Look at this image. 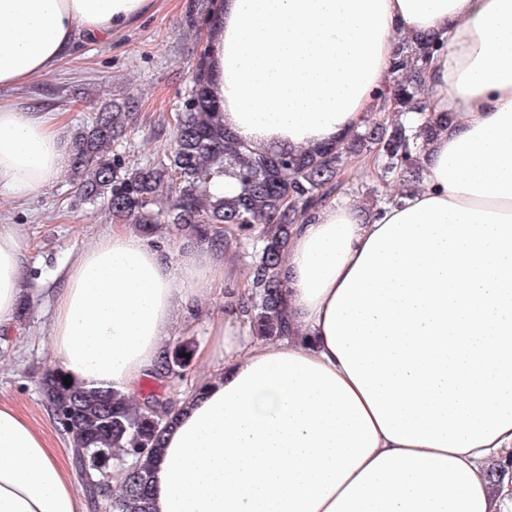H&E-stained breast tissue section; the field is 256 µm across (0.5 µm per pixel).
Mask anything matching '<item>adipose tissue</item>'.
<instances>
[{
	"instance_id": "adipose-tissue-1",
	"label": "adipose tissue",
	"mask_w": 512,
	"mask_h": 512,
	"mask_svg": "<svg viewBox=\"0 0 512 512\" xmlns=\"http://www.w3.org/2000/svg\"><path fill=\"white\" fill-rule=\"evenodd\" d=\"M158 0H0V194L38 195L67 159L63 113L24 100L87 41ZM211 94L258 147H323L360 129L399 40L443 38L424 74L448 112L421 186L368 214L326 202L281 267L293 335L256 337L247 277L175 405L153 512H512V0H219ZM21 238L0 227V328L24 289ZM218 286L211 255L164 253L126 225L64 274L53 348L75 380L135 392L179 314ZM0 512H82L44 433L0 402Z\"/></svg>"
}]
</instances>
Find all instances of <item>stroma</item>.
I'll use <instances>...</instances> for the list:
<instances>
[{"instance_id":"35a3bbf8","label":"stroma","mask_w":512,"mask_h":512,"mask_svg":"<svg viewBox=\"0 0 512 512\" xmlns=\"http://www.w3.org/2000/svg\"><path fill=\"white\" fill-rule=\"evenodd\" d=\"M193 3L164 0L157 13L113 41L84 44L77 57L31 83L26 95L66 113L70 139L101 104L137 97L135 126L120 141L118 152L126 165L145 164L170 139L174 109L190 86L196 51L208 37L207 28L189 22ZM113 222L106 202L86 204L78 199L66 170L52 189L32 199L0 196V225H11L22 234L28 256L27 302L14 324L0 330V400L43 429L68 465L73 462L68 440L39 385L47 362L54 357L50 345L54 295L62 286L65 269ZM223 312V293L203 298L177 326L176 338L202 345L208 322Z\"/></svg>"}]
</instances>
